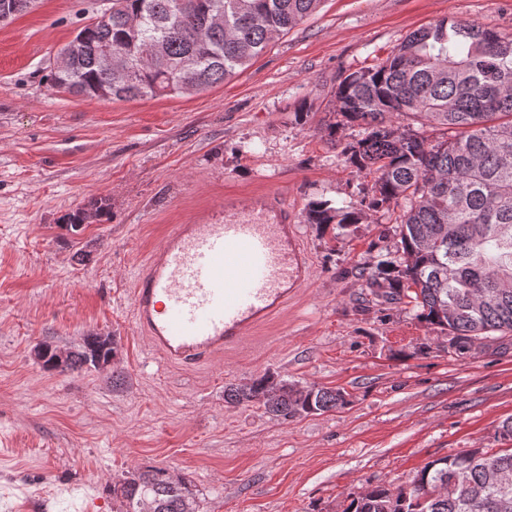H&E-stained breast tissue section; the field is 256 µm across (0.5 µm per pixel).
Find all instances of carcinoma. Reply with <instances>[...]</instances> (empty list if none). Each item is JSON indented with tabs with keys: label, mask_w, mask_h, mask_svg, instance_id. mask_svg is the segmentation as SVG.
I'll use <instances>...</instances> for the list:
<instances>
[{
	"label": "carcinoma",
	"mask_w": 512,
	"mask_h": 512,
	"mask_svg": "<svg viewBox=\"0 0 512 512\" xmlns=\"http://www.w3.org/2000/svg\"><path fill=\"white\" fill-rule=\"evenodd\" d=\"M112 0L106 22L87 24L67 44L72 61L51 70L50 87L114 100L196 94L250 66L276 39L315 14L321 0ZM220 17L224 24L214 26ZM135 62L130 74L97 64L105 47ZM337 114L361 128L343 150L346 162L373 176L371 193L340 201L313 199L307 223L342 230L370 212L400 209V245L361 269L372 293L407 299L415 318L450 336L468 355L479 337L512 332V39L488 25L443 18L407 35L384 59L341 75ZM418 123L401 128L399 117ZM439 133L435 141L424 135ZM111 214L107 200L89 201L63 217L69 229ZM118 346L90 334L67 354L50 344L34 356L47 371L103 369ZM230 404L257 403L275 419L324 413L348 404L340 390L297 386L272 375L224 388ZM512 448H470L428 462L408 487L376 485L342 512H512ZM118 512H198L189 480L147 466L113 483Z\"/></svg>",
	"instance_id": "carcinoma-1"
}]
</instances>
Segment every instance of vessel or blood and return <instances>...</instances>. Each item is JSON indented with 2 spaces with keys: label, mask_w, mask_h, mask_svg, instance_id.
Masks as SVG:
<instances>
[{
  "label": "vessel or blood",
  "mask_w": 512,
  "mask_h": 512,
  "mask_svg": "<svg viewBox=\"0 0 512 512\" xmlns=\"http://www.w3.org/2000/svg\"><path fill=\"white\" fill-rule=\"evenodd\" d=\"M279 199L179 224L132 290L135 322L167 363L197 364L240 344L308 279Z\"/></svg>",
  "instance_id": "b4317fda"
}]
</instances>
